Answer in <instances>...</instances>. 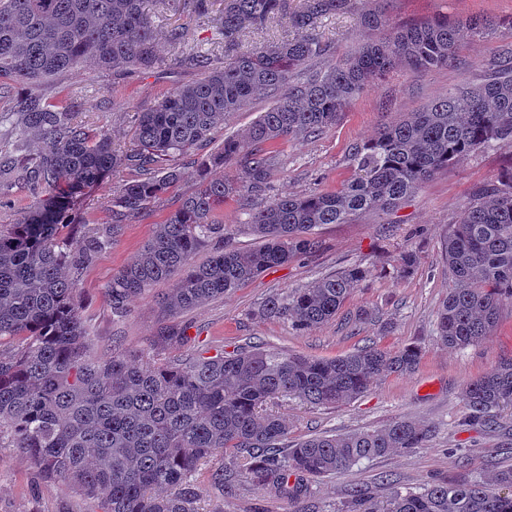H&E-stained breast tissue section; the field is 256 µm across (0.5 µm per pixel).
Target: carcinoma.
Wrapping results in <instances>:
<instances>
[{
    "instance_id": "carcinoma-1",
    "label": "carcinoma",
    "mask_w": 512,
    "mask_h": 512,
    "mask_svg": "<svg viewBox=\"0 0 512 512\" xmlns=\"http://www.w3.org/2000/svg\"><path fill=\"white\" fill-rule=\"evenodd\" d=\"M383 0H224L219 65L191 51L184 62L204 76L178 86L139 113L134 148L117 151L104 127L75 120L79 102L47 101L36 86L91 58L105 69L149 72L160 64L145 0H0V89H25L17 109L1 115L13 126L14 151L0 154V181L41 186L44 194L0 228V447L16 448L45 477L101 503V512H199L198 467L217 456L243 461V477L298 502L306 476H330L362 461L420 448L431 428L412 419L374 430L317 434L288 445V420L273 412L280 399L317 408L350 401L383 375L416 371L420 350L366 346L332 358H309L258 345L233 354L191 350L187 327L163 324L135 353L94 351L80 284L97 253L183 178L176 167L152 166L208 140L224 117L243 110L261 90L280 93L242 138H228L201 159L197 190L155 226L134 258L112 275V314L161 281L178 275L161 303L166 316L236 291L261 273L312 252L325 224L398 207L438 171L484 149L512 148V41L487 63L481 84L462 83L348 153L355 177L331 191L270 196L280 164L278 143L316 137L379 77L396 68L453 66L459 34H494L504 25L481 16H439L396 26ZM335 14H359L364 33L351 54L331 52L316 28ZM283 21L296 37L239 52L241 33ZM43 143L25 151V138ZM138 176L112 187V222L92 233L72 216L111 173ZM246 195L264 203L249 213L251 249L224 245L203 264L194 256L224 225L213 220L224 200ZM452 287L440 305L436 338L466 348L497 326L512 305V167L478 187L444 242ZM401 273L419 252L398 255ZM365 270L353 266L286 295H272L257 313L306 333L335 318ZM17 343L6 351L2 346ZM190 351L178 358L173 351ZM470 421L498 425L512 408V360L468 382L462 393ZM298 481L288 484L289 476ZM228 494L238 474L212 472ZM378 501L356 493L342 512H512V469L494 483L440 481L418 490L390 483Z\"/></svg>"
}]
</instances>
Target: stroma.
<instances>
[{"label": "stroma", "mask_w": 512, "mask_h": 512, "mask_svg": "<svg viewBox=\"0 0 512 512\" xmlns=\"http://www.w3.org/2000/svg\"><path fill=\"white\" fill-rule=\"evenodd\" d=\"M222 0H212L207 15L194 16L190 0L162 6L147 0L146 9L156 29L160 66L148 73L105 70L85 63L41 85L40 91L56 102L78 94V122L103 126L112 135L116 150L131 148L139 112L164 98L173 88L203 77L201 68L180 63L182 50L166 33L190 22L194 40L211 60L224 56L220 34ZM394 21L404 24L448 15H484L512 18V0H386ZM501 36H467L460 43L459 63L414 73L392 71L360 96L336 127L317 137L280 142L281 164L271 178L278 195L304 194L314 189H334L354 175L348 151L353 143L372 138L380 126L406 113L423 110L432 100L462 81L481 82L484 65L498 55ZM275 102L273 94H256L249 107L227 117L210 142L175 157L184 177L146 214L126 224L118 241L100 251L83 274L82 299L91 319L90 330L98 349L133 352L147 347L163 322L159 306L173 281L156 284L134 298L125 316L116 317L106 298L113 273L122 269L174 211L192 194L198 161L219 149L225 137L244 136L260 112ZM512 161L504 149L475 153L440 170L421 189L393 211L367 214L349 224H328L317 232L315 251L288 265L270 269L235 292L179 315L202 348L230 354L249 345L271 346L289 354L329 358L373 344L396 350L418 347L421 360L409 375H390L361 397L332 407L309 408L295 400H282L275 412L291 424L289 443L314 434H341L377 429L398 418H411L431 426L433 434L424 447L379 457L330 477L308 479L309 504L317 512H341L351 492L361 489L377 498L389 493L388 480L419 488L448 479L491 480L503 468H512V435L503 430L471 426L465 420L462 392L467 382L512 359V307H506L493 332L464 349L442 345L434 335L439 306L451 285L444 242L464 205L477 186L496 177ZM122 169L110 175L81 206L77 219L91 230L112 218V186L129 179ZM250 201L227 199L215 213L231 244L252 247L256 238L243 229ZM407 249L421 256L419 267L401 275L397 255ZM363 266L366 277L344 302L335 319L300 334L288 322L256 315L258 305L274 294L287 293L332 272ZM369 318H361V310ZM211 464H204L193 480L201 491L200 512H290L291 505L272 488L241 483L235 494L222 495L209 481ZM92 503L71 487L43 476L14 448H0V512H93Z\"/></svg>", "instance_id": "1"}]
</instances>
